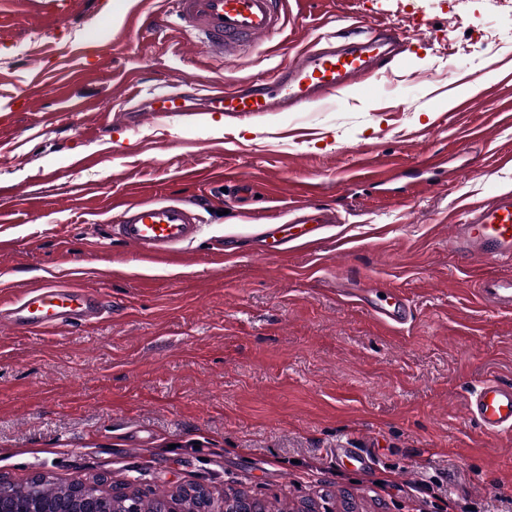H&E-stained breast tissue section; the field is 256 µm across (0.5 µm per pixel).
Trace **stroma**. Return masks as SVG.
Instances as JSON below:
<instances>
[{
    "instance_id": "stroma-1",
    "label": "stroma",
    "mask_w": 512,
    "mask_h": 512,
    "mask_svg": "<svg viewBox=\"0 0 512 512\" xmlns=\"http://www.w3.org/2000/svg\"><path fill=\"white\" fill-rule=\"evenodd\" d=\"M135 8L163 31L135 24ZM284 11L279 34L229 61L192 43L168 0H72L52 23L20 11L0 25V291L70 275L106 306L53 335L0 329V478L201 485L218 508L233 488L295 512H342L344 497L355 512H512V435L488 438L467 414L480 382H512V311L476 292L478 274L512 277V261L479 267L448 247L468 207L512 192V5ZM359 22L399 25L406 51L310 110L144 116L94 134L129 94L231 89ZM85 42L100 48L89 77H65ZM394 164L402 179L382 183ZM243 177L254 196L235 193ZM303 187L340 223L268 255L265 231L291 220ZM142 191L204 200L175 260H143L112 230L113 200ZM376 288L406 298L405 324L377 320Z\"/></svg>"
}]
</instances>
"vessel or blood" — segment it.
<instances>
[{"mask_svg":"<svg viewBox=\"0 0 512 512\" xmlns=\"http://www.w3.org/2000/svg\"><path fill=\"white\" fill-rule=\"evenodd\" d=\"M171 10L195 43L218 58L233 57L270 37L283 24L282 0H169ZM409 38L397 25L386 32L368 23L355 26L342 43L317 40L279 68L277 74L236 89H215L205 95L202 110L230 116L270 112H295L319 104L380 70L400 54ZM194 96L190 93L155 95L148 114L163 120L184 115ZM300 214L279 229L269 230L273 245L282 237L310 245L314 227L333 218L312 200L299 207ZM201 229L191 202L141 201L122 204L115 234L142 258L154 260L176 252ZM451 247L478 260L512 261V192L495 195L454 225ZM479 294L490 304L512 308V280L482 278ZM374 313L382 321L401 324L407 303L392 294ZM98 295L77 282L48 283L24 291L9 305L0 306V325L40 334L67 325L99 319ZM471 419L485 434L498 437L512 431V384L496 379L482 381L467 402Z\"/></svg>","mask_w":512,"mask_h":512,"instance_id":"obj_1","label":"vessel or blood"}]
</instances>
